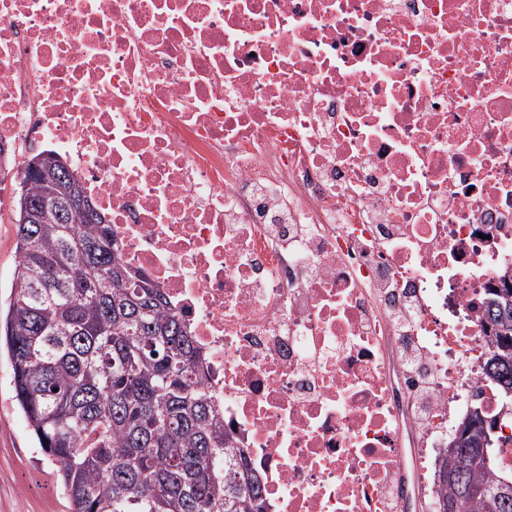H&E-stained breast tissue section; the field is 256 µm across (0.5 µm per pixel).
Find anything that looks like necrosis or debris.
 Wrapping results in <instances>:
<instances>
[{
    "instance_id": "obj_1",
    "label": "necrosis or debris",
    "mask_w": 512,
    "mask_h": 512,
    "mask_svg": "<svg viewBox=\"0 0 512 512\" xmlns=\"http://www.w3.org/2000/svg\"><path fill=\"white\" fill-rule=\"evenodd\" d=\"M0 219L82 178L268 512L434 507L512 271V0H0Z\"/></svg>"
}]
</instances>
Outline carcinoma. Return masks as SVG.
Returning <instances> with one entry per match:
<instances>
[{
    "label": "carcinoma",
    "mask_w": 512,
    "mask_h": 512,
    "mask_svg": "<svg viewBox=\"0 0 512 512\" xmlns=\"http://www.w3.org/2000/svg\"><path fill=\"white\" fill-rule=\"evenodd\" d=\"M24 171L11 223L16 265L0 344L14 398L57 472L72 512H267L261 481L243 453L228 448L224 419L204 386L200 352L158 285L121 256L111 224L71 208L27 223L24 199L47 195ZM483 368L512 398V276L483 302ZM440 461L441 499L457 512H512V494L490 501L498 473L449 468L477 453L490 420L480 404Z\"/></svg>",
    "instance_id": "cac0c4a2"
}]
</instances>
